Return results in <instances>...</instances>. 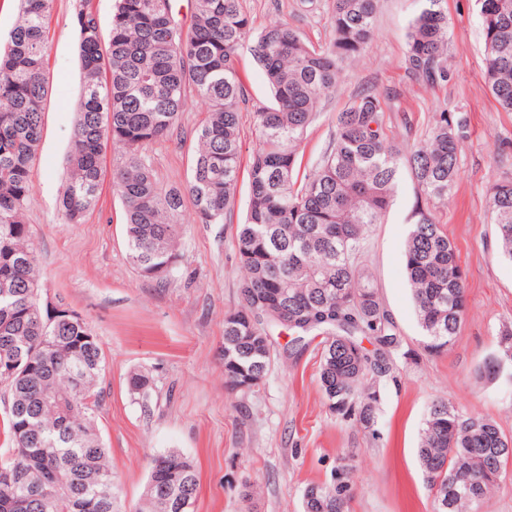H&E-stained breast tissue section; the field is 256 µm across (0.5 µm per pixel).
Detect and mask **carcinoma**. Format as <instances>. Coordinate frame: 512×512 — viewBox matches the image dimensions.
Masks as SVG:
<instances>
[{"label":"carcinoma","instance_id":"obj_1","mask_svg":"<svg viewBox=\"0 0 512 512\" xmlns=\"http://www.w3.org/2000/svg\"><path fill=\"white\" fill-rule=\"evenodd\" d=\"M18 21L0 49V364L18 357L25 370L0 384L10 394L4 429L12 448L0 461V512H114L117 485L96 425L103 352L87 320L53 314L42 299L32 231L31 169L48 93L45 57L53 0H17ZM174 0H114L103 34L85 4L75 14L83 87L67 157L59 210L80 223L98 202L102 164L112 144V190L124 209L129 258L138 272L164 281L181 261L178 242L191 222L222 224L238 188L241 105L238 72L248 46L271 102L253 113L255 145L248 204L235 247L244 271L240 303L224 315V380L232 391L258 386L270 362V332L291 336L292 350L319 337L320 390L334 412L367 430L378 421L372 380L392 368L400 331L369 273L358 265L364 236L391 207L402 169L428 202L448 200L460 178L462 113L436 114L427 138L402 150L387 133L389 95L366 90L336 114V131L313 166L302 144L343 65L375 34L376 0H332L333 38L316 48L290 23L252 34L240 0H193L187 25ZM444 0H424L406 34V70L428 84L451 78ZM484 33L485 84L512 112V0H475ZM206 105L193 131L189 176L161 185L149 148L182 137L188 97ZM499 258L512 264V177L488 200ZM406 278L424 350L456 340L466 313L465 275L443 225L421 206L405 244ZM368 339L372 349L362 346ZM131 394L146 399L152 382L129 374ZM495 422L446 401L431 404L418 455L433 512H479L512 460ZM136 512L179 510L196 501L199 474L187 457L160 454ZM349 476L303 493V512H348Z\"/></svg>","mask_w":512,"mask_h":512}]
</instances>
